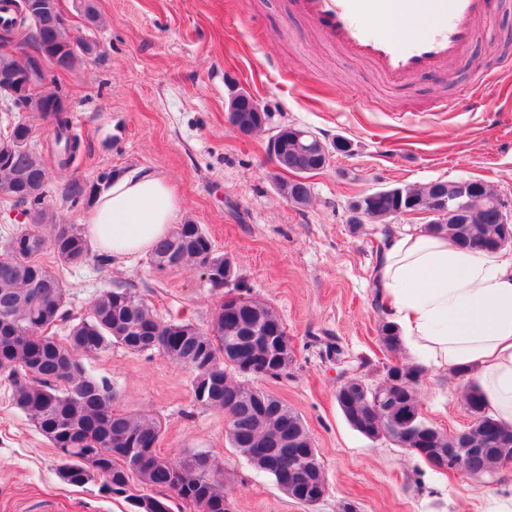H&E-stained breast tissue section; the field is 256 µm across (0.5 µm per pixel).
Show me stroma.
Wrapping results in <instances>:
<instances>
[{"mask_svg": "<svg viewBox=\"0 0 512 512\" xmlns=\"http://www.w3.org/2000/svg\"><path fill=\"white\" fill-rule=\"evenodd\" d=\"M72 31L98 45L95 56L57 74L70 94L81 156L69 172L52 169L46 188L50 219L82 224L84 212L61 195L66 174L104 169L153 173L174 188L175 223L202 225L217 252L230 256L250 297L281 319L294 349L290 375L260 380L304 421L327 482L316 505L298 503L227 441L223 411L199 407L193 375L158 350L120 345L82 357L106 381L121 414L160 421L157 450H205L220 461L232 512H503L512 504V463L473 481L432 469L386 439L354 430L335 393L345 366L369 384L387 365L411 362L409 347L384 350L372 277L381 227L352 231L355 196L434 180L479 179L512 210V0H498L495 29L481 33L450 75L385 86L363 62L347 58L291 15L289 0H59ZM99 20L90 24L87 7ZM483 83L485 104L437 111L439 100ZM248 91L272 115L326 144L352 150L308 176V205L278 189L286 179L267 152L268 133L243 136L228 120L230 84ZM45 264L63 280L67 310L83 317L101 292L122 286L143 297L158 318L207 325L221 293L198 269L159 271L147 256L99 267ZM427 423L457 433L470 423L462 382L426 367L416 387ZM49 442L13 403L0 376V512H131L96 487H73L56 474Z\"/></svg>", "mask_w": 512, "mask_h": 512, "instance_id": "35a3bbf8", "label": "stroma"}]
</instances>
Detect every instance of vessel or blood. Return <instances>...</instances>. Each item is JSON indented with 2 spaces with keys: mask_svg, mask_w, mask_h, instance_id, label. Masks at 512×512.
Here are the masks:
<instances>
[{
  "mask_svg": "<svg viewBox=\"0 0 512 512\" xmlns=\"http://www.w3.org/2000/svg\"><path fill=\"white\" fill-rule=\"evenodd\" d=\"M319 39L367 63L386 85L447 74L495 25V0H291ZM419 32L406 38L402 29Z\"/></svg>",
  "mask_w": 512,
  "mask_h": 512,
  "instance_id": "obj_1",
  "label": "vessel or blood"
}]
</instances>
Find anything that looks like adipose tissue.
I'll return each instance as SVG.
<instances>
[{"label":"adipose tissue","mask_w":512,"mask_h":512,"mask_svg":"<svg viewBox=\"0 0 512 512\" xmlns=\"http://www.w3.org/2000/svg\"><path fill=\"white\" fill-rule=\"evenodd\" d=\"M179 207L168 182L119 178L85 218L95 251L121 260L150 253ZM391 322L438 369L473 372L490 414L512 425V251L476 253L424 231L391 235L374 268Z\"/></svg>","instance_id":"ef3b65f1"}]
</instances>
